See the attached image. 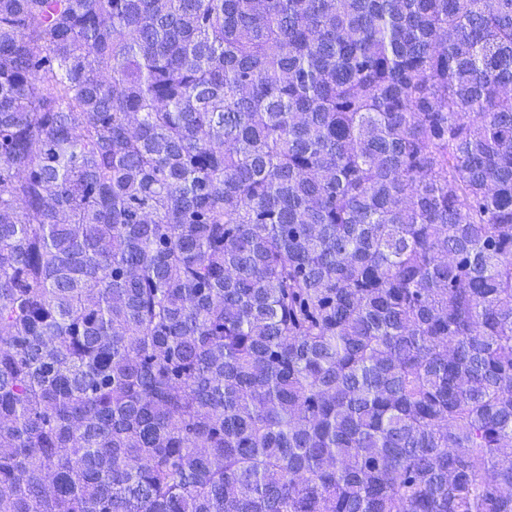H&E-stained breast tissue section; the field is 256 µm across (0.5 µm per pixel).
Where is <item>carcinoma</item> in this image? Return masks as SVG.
<instances>
[{"label": "carcinoma", "instance_id": "carcinoma-1", "mask_svg": "<svg viewBox=\"0 0 512 512\" xmlns=\"http://www.w3.org/2000/svg\"><path fill=\"white\" fill-rule=\"evenodd\" d=\"M512 0H0V512H512Z\"/></svg>", "mask_w": 512, "mask_h": 512}]
</instances>
